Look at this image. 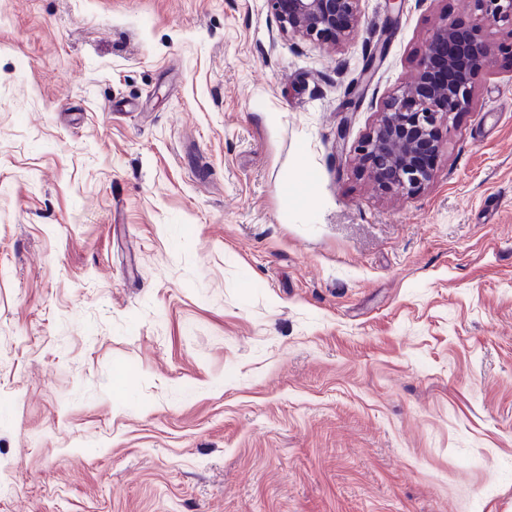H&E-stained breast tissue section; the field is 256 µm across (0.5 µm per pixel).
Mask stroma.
Segmentation results:
<instances>
[{
	"mask_svg": "<svg viewBox=\"0 0 512 512\" xmlns=\"http://www.w3.org/2000/svg\"><path fill=\"white\" fill-rule=\"evenodd\" d=\"M360 8L0 0V512H512V28L384 193L355 146L475 16ZM361 0H267L282 29L294 37L336 45L352 39Z\"/></svg>",
	"mask_w": 512,
	"mask_h": 512,
	"instance_id": "35a3bbf8",
	"label": "stroma"
}]
</instances>
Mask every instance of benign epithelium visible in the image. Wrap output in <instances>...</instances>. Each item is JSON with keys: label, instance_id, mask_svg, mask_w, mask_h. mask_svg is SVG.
I'll return each mask as SVG.
<instances>
[{"label": "benign epithelium", "instance_id": "1", "mask_svg": "<svg viewBox=\"0 0 512 512\" xmlns=\"http://www.w3.org/2000/svg\"><path fill=\"white\" fill-rule=\"evenodd\" d=\"M361 0H267L282 29L311 42L352 39ZM479 11L478 22L461 26L448 16L427 39L413 79L390 97L357 145L359 164L379 188L411 193L431 179L443 147L448 118L470 105L475 84L489 66L491 46L482 26L512 25V0H464Z\"/></svg>", "mask_w": 512, "mask_h": 512}]
</instances>
